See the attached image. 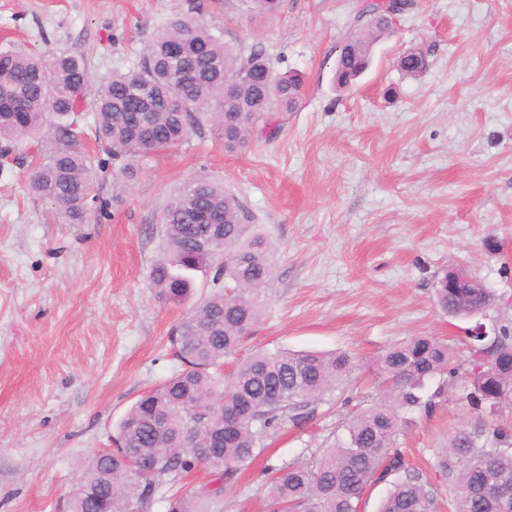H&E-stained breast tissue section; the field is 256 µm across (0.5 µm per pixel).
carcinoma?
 Here are the masks:
<instances>
[{"mask_svg":"<svg viewBox=\"0 0 512 512\" xmlns=\"http://www.w3.org/2000/svg\"><path fill=\"white\" fill-rule=\"evenodd\" d=\"M251 13L272 16L282 0H242ZM408 0L365 5L369 18L350 36L336 60V84L346 88L369 67L373 45ZM422 53H408L399 68L418 75ZM302 80L278 74L261 49L243 57L195 16H176L157 30L134 70L115 73L97 88L84 61L66 53L0 50V141L3 153L51 137L54 147L36 164L33 193L54 205L66 224H84L94 163L78 149L77 106L94 94V132L120 163L126 180L133 161L174 151L206 126L230 149L276 105L291 110ZM252 215L224 185L196 179L164 206L162 251L148 281L164 303L182 304L199 272L214 270L213 289L192 305L170 336L182 369L144 393L128 409L115 448L93 455L72 491L71 512H149L160 488L204 466L212 484L168 499L167 512H203V501L224 488L261 453L265 441L288 422L296 425L336 386L352 378L354 358L344 352L259 351L224 371L260 315L261 292L273 275V243L248 234ZM462 284L448 287V278ZM438 306L452 317L484 315L496 295L466 274L447 272L436 288ZM469 356L453 364L448 345L416 336L389 347L377 361L381 399L353 414L346 435L307 463L270 472L266 512H361L365 489L388 483L378 512H436L437 499L422 473L409 467L396 440L402 414L430 411L444 376L467 384L465 399L477 415L448 434L440 461L448 472L452 512H512V429L490 418L512 406V325L496 322L484 335L468 336Z\"/></svg>","mask_w":512,"mask_h":512,"instance_id":"carcinoma-1","label":"carcinoma"}]
</instances>
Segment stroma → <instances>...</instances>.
<instances>
[{
  "mask_svg": "<svg viewBox=\"0 0 512 512\" xmlns=\"http://www.w3.org/2000/svg\"><path fill=\"white\" fill-rule=\"evenodd\" d=\"M367 0H283L256 17L242 0H0V48L83 57L93 84L127 71L172 15L196 5L241 54L303 77L293 110L273 109L230 151L208 131L137 162L122 182L100 173L107 213L66 224L34 194L24 151L0 156V512H67L85 464L109 448L125 412L180 364L169 335L182 305L147 281L164 204L209 178L240 196L274 243L264 309L236 351H345L357 370L300 425H287L211 512H263L265 467L309 461L348 416L378 398L376 359L415 336L468 356L471 320L435 302L460 270L491 288L485 324L512 321V0H415L373 46L353 87L336 57ZM424 52L404 74L398 60ZM460 380L398 438L448 512L438 468L448 433L469 419Z\"/></svg>",
  "mask_w": 512,
  "mask_h": 512,
  "instance_id": "stroma-1",
  "label": "stroma"
}]
</instances>
